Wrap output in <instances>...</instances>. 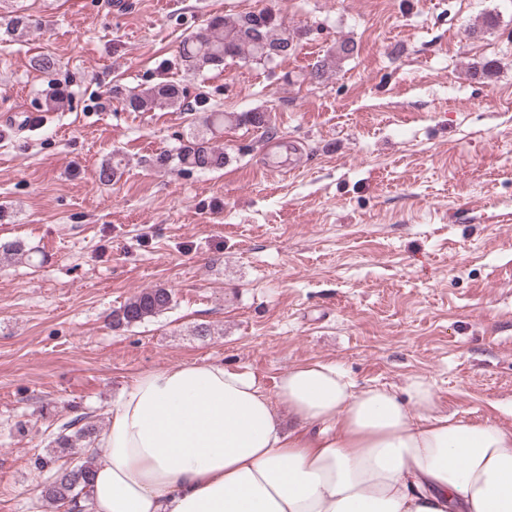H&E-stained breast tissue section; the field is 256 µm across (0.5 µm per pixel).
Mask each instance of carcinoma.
I'll use <instances>...</instances> for the list:
<instances>
[{"label": "carcinoma", "mask_w": 512, "mask_h": 512, "mask_svg": "<svg viewBox=\"0 0 512 512\" xmlns=\"http://www.w3.org/2000/svg\"><path fill=\"white\" fill-rule=\"evenodd\" d=\"M7 31L22 37L31 28L29 19L14 15L7 20ZM296 33L278 20L276 14L264 9L259 13L246 12L236 16H214L207 24L187 35L180 43L178 54L165 66L196 74L205 70L224 68L226 59H237L248 65L265 66L278 58L287 56L294 47ZM357 51L352 40H342L329 50L310 72V79L320 80L336 65V62L351 57ZM32 68L49 77L58 67L59 61L51 54L42 53L32 57ZM112 94L120 98L130 112H153L165 106L182 112L200 114L198 125L189 129L186 140L176 153L162 152L153 159V165L167 169L171 164L182 170L206 171L224 167V149L215 146V133L227 123L249 125L264 133L272 132L268 125V113L255 109L250 112H224L211 102L203 90L189 97L181 81L161 80L143 88H126L120 84L112 87ZM121 160L112 159L101 164L97 170L98 181L109 184L116 176ZM27 256L26 249L17 242L0 244V261L14 262ZM173 302L171 289L156 285L144 288L131 296L119 308L112 311L111 325L114 329L127 328L155 317L170 308ZM99 431L97 423L89 415L63 424L62 430L52 441L59 452L83 449L75 462L61 466L49 476L42 491V498L50 504L74 506L90 498L94 443Z\"/></svg>", "instance_id": "carcinoma-1"}]
</instances>
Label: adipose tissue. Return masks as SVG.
<instances>
[{
  "label": "adipose tissue",
  "instance_id": "adipose-tissue-1",
  "mask_svg": "<svg viewBox=\"0 0 512 512\" xmlns=\"http://www.w3.org/2000/svg\"><path fill=\"white\" fill-rule=\"evenodd\" d=\"M98 445L94 512H512V430L436 412L426 380L402 397L331 363L270 391L220 363L141 373Z\"/></svg>",
  "mask_w": 512,
  "mask_h": 512
}]
</instances>
